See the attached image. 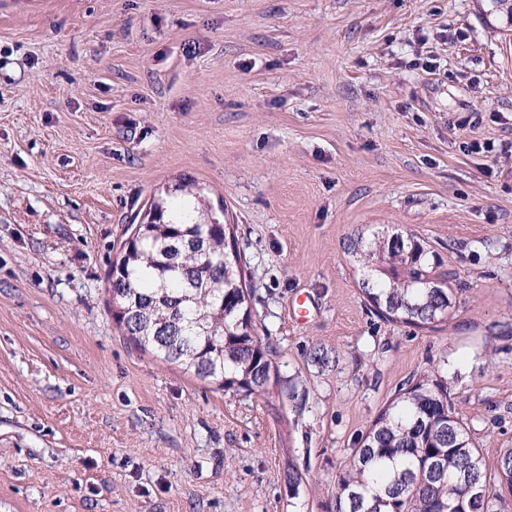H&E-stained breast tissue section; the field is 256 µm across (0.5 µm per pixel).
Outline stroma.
<instances>
[{
  "label": "stroma",
  "mask_w": 512,
  "mask_h": 512,
  "mask_svg": "<svg viewBox=\"0 0 512 512\" xmlns=\"http://www.w3.org/2000/svg\"><path fill=\"white\" fill-rule=\"evenodd\" d=\"M503 20L491 0H0V512H332L361 434L442 361L495 468L512 447ZM181 179L237 227L276 348L262 395L184 374L113 318L112 260ZM377 231L455 273L446 322L367 308L343 245Z\"/></svg>",
  "instance_id": "stroma-1"
}]
</instances>
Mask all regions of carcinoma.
Segmentation results:
<instances>
[{"mask_svg": "<svg viewBox=\"0 0 512 512\" xmlns=\"http://www.w3.org/2000/svg\"><path fill=\"white\" fill-rule=\"evenodd\" d=\"M202 212L191 184L174 186L112 261L110 293L130 308L124 331L137 347L226 391L260 395L275 350L256 334L236 225L199 240ZM344 249L377 315L419 329L448 320L454 274L438 273L440 257L420 240L358 233ZM510 496L512 448L488 471L437 366L400 388L360 437L336 479L334 512H507Z\"/></svg>", "mask_w": 512, "mask_h": 512, "instance_id": "carcinoma-1", "label": "carcinoma"}]
</instances>
